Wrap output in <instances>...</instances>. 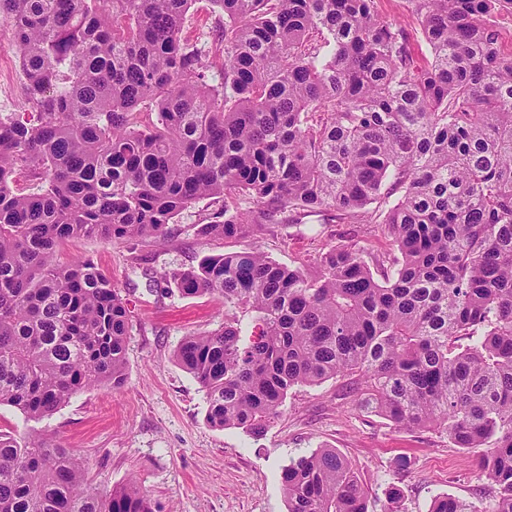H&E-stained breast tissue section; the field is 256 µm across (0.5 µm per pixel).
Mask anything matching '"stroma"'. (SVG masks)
I'll return each mask as SVG.
<instances>
[{"mask_svg": "<svg viewBox=\"0 0 512 512\" xmlns=\"http://www.w3.org/2000/svg\"><path fill=\"white\" fill-rule=\"evenodd\" d=\"M218 17L210 0H194L185 36L216 46ZM12 40L13 23L0 16V91L10 99L0 106L5 114L29 108ZM216 208L209 199L190 205L160 245L82 238L64 246L60 262L92 260L122 291L132 324L127 382L118 390L81 391L40 421L1 405L0 431L49 435L84 458L90 487L105 492L136 484L156 512H287L283 467L322 446L336 449L360 473L371 494V512H383L385 493L393 487L401 492L405 512H427L431 500L444 494L488 505L489 485L479 471L477 450L454 447L436 431L394 427L363 411L347 377L290 390L280 416L259 436L206 423L205 393L173 352L184 336L218 328L224 302L212 295L181 296L165 276L197 265L204 256L248 247L245 239L195 235L194 224ZM259 241L270 257L288 266L336 244L357 241L377 252L392 247L384 227L316 221L266 229Z\"/></svg>", "mask_w": 512, "mask_h": 512, "instance_id": "35a3bbf8", "label": "stroma"}]
</instances>
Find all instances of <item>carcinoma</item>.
I'll list each match as a JSON object with an SVG mask.
<instances>
[{
  "mask_svg": "<svg viewBox=\"0 0 512 512\" xmlns=\"http://www.w3.org/2000/svg\"><path fill=\"white\" fill-rule=\"evenodd\" d=\"M193 2L0 0L29 102L0 115V405L40 421L127 382L121 289L60 264L63 242L164 241L206 197L223 205L201 238L331 213L385 226L392 249L332 245L312 271L253 246L168 275L224 299V324L175 352L206 422L259 435L293 387L356 376L361 408L482 449L489 506L442 495L428 512H512V55L489 22L512 0H409L423 67L376 0H212L217 75L183 36ZM20 167L39 191H14ZM281 483L288 512H369L334 448ZM0 512L155 510L134 484L91 490L74 450L0 431Z\"/></svg>",
  "mask_w": 512,
  "mask_h": 512,
  "instance_id": "1",
  "label": "carcinoma"
}]
</instances>
